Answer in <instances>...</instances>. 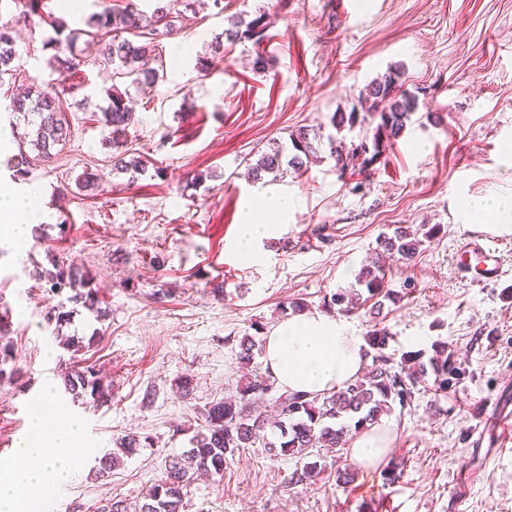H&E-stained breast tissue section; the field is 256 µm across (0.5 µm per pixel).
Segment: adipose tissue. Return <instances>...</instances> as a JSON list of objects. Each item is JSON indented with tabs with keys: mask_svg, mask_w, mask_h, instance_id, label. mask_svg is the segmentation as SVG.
I'll list each match as a JSON object with an SVG mask.
<instances>
[{
	"mask_svg": "<svg viewBox=\"0 0 512 512\" xmlns=\"http://www.w3.org/2000/svg\"><path fill=\"white\" fill-rule=\"evenodd\" d=\"M0 244L27 241V204L8 187L0 189ZM364 342L344 320L302 312L280 323L267 337L264 365L278 384L319 394L342 387L363 371ZM30 432L12 458L0 462V512H32L63 490L86 451L81 421L56 417L49 399L31 410Z\"/></svg>",
	"mask_w": 512,
	"mask_h": 512,
	"instance_id": "ef3b65f1",
	"label": "adipose tissue"
}]
</instances>
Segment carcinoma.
<instances>
[{"mask_svg": "<svg viewBox=\"0 0 512 512\" xmlns=\"http://www.w3.org/2000/svg\"><path fill=\"white\" fill-rule=\"evenodd\" d=\"M154 9L155 27L143 30V19L138 11L125 7L117 12L104 8L91 15L87 28L71 29L68 24L56 19L52 22L55 36L43 43V48L52 51L48 65L54 70H71L80 65L75 53L77 42L84 36L97 37L101 43L98 62L112 67L113 76L129 81L138 90L156 87L164 77L163 63L148 65L156 51L158 40L177 31L176 21L181 15L178 5L184 8H205V0H156ZM269 21L266 13H258L249 21L241 18L231 21L224 32L214 37L211 51L224 52V44L234 45L248 39L258 44L266 39ZM14 40L11 30L0 25V78L13 72ZM66 90H59L50 83H31L27 91L13 98L10 116L19 115L32 125L29 132L19 138L43 158H51L53 151H60L71 139V125L63 107L62 97ZM109 103L102 109L103 119L112 128L110 147L119 148V134L130 124L132 110L128 105V91L115 86L107 93ZM360 107L348 112L338 111L330 117V124L341 134L335 137L324 135L321 130L298 129L290 137L291 147H276L263 152L249 164L254 180L261 181L268 174L282 178L292 171L298 175L308 169L310 160L317 157L316 143L328 141L329 156L336 170L344 172L348 161L362 159V169L370 170L380 157L404 134L413 122L419 109L415 94L403 89L402 71L390 69L383 76L369 82L359 95ZM372 126V136L347 138L343 132L352 133L356 128ZM15 179L28 175V159L24 150L7 161ZM112 169L118 172L143 171L145 164L126 152L112 154ZM438 224H420L414 230L397 225L392 233H382L374 253L366 258L358 275L356 287L332 293L326 305L341 312H356L369 299L374 300L375 314H380L385 302L396 304L415 289L412 281L396 291L383 287L385 270L381 261L383 254H397L408 264L421 246L440 232ZM45 282L47 292L60 296L71 292L66 301L50 307L47 312L48 325L52 332L59 333L68 324L72 311L65 303L82 305L93 313H99L97 292L86 287L85 277L71 264L55 261L52 268L39 274ZM7 326L0 318V379L6 375L3 366L16 361L14 349L6 339ZM388 336L383 329L372 330L365 338L364 355L372 360L371 368L361 378L329 392L311 396L288 389H280L279 416L276 426L277 439L268 443L275 455L298 458L303 461L293 470L290 483L311 485L324 472L320 451L324 448L344 449L349 436L370 431L381 424L384 415L396 407L410 404L407 395L414 393L422 382L432 380L436 395L448 393V380L461 373L453 356L448 353V344L437 342L431 346V354L417 350L400 359L385 353ZM239 360L249 364L255 352L262 351L259 337L246 334L239 340ZM65 390L78 399L90 396L98 401L110 395V388L103 386L95 366L73 368L64 373ZM262 384L247 378L236 387L237 398L224 400L208 406L203 413L205 425L190 439V448L181 454L165 458L162 478L144 496L135 512H183V490L192 481L193 475L206 472L224 475V463L241 448H250L256 443L260 431L259 420L263 417L259 404ZM149 437L128 433L120 442V451L129 456L143 447Z\"/></svg>", "mask_w": 512, "mask_h": 512, "instance_id": "carcinoma-1", "label": "carcinoma"}]
</instances>
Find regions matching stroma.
Masks as SVG:
<instances>
[{
    "mask_svg": "<svg viewBox=\"0 0 512 512\" xmlns=\"http://www.w3.org/2000/svg\"><path fill=\"white\" fill-rule=\"evenodd\" d=\"M186 13L178 34L158 49L165 78L151 93L133 92V121L123 146L143 156V173H116L102 119L107 90L125 87L111 70L86 61L63 87L86 108L68 117L72 137L51 164L31 161L15 180L5 166L18 152L16 130L0 131V185L29 195L39 222L20 247H0V314L10 322L16 371L0 381V461L28 435L33 404L51 393L60 416L82 419L90 448L48 512H94L105 499L142 501L163 475L166 456L189 446L209 404L235 394L262 357L238 359L253 324L272 331L298 299L322 309L325 295L351 288L378 236L392 224H438L412 263L391 262L387 287L413 280L409 298L373 316L345 314L359 336L386 329L387 351L430 350L444 341L462 367L447 395L418 385L402 412L378 431L384 461L361 465L340 487L333 474L317 484H289L294 459L271 456L263 442L240 449L223 475L200 476L186 489L185 512H512V451L496 446L488 424L493 403L512 410V279L477 285L457 269L460 247L479 235L497 239L512 266V211L498 224H466L471 196L512 201V0H224ZM269 13L261 46L241 42L224 59L210 43L234 17ZM0 24L12 27L18 78H0V114L17 79L51 78L42 48L53 30L29 14L26 0H0ZM263 52L265 71L252 66ZM210 60L208 74L197 69ZM401 67L423 118L407 128L372 172L337 174L322 158L304 174L262 184L247 162L289 145L299 127L318 128L350 110L360 91ZM96 174L97 190L76 186ZM288 197L287 222L272 225L242 260L237 229L246 211L268 220ZM62 257L81 267L105 319L82 306L62 330L91 338L71 353L46 325L50 307L33 273ZM95 364L112 388L108 402L72 399L62 371ZM189 392H182V383ZM150 444L99 474L121 436ZM402 473L384 485L385 464Z\"/></svg>",
    "mask_w": 512,
    "mask_h": 512,
    "instance_id": "obj_1",
    "label": "stroma"
}]
</instances>
